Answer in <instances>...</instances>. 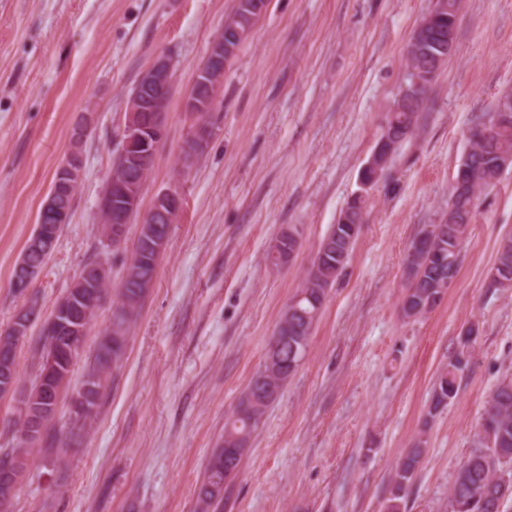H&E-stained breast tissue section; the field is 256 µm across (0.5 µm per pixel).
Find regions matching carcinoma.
Segmentation results:
<instances>
[{
  "label": "carcinoma",
  "mask_w": 512,
  "mask_h": 512,
  "mask_svg": "<svg viewBox=\"0 0 512 512\" xmlns=\"http://www.w3.org/2000/svg\"><path fill=\"white\" fill-rule=\"evenodd\" d=\"M459 0H435L430 13L435 15L427 46L423 50L411 52L406 70V85L418 79L430 86L434 78L428 77L429 64L442 54V47L448 46V34H457ZM395 108L386 115L382 135L386 136V150L379 157V163L387 165L403 143L407 142L418 127L420 113L411 105L397 98ZM486 133L471 145L467 158L461 161V168L456 175L471 183L462 189L454 188L448 198V212L439 216V221L453 217L455 223L448 225V237L441 238L434 234L435 224H425L419 234L434 235L436 253L407 254L405 263L409 264L419 276L418 282L407 281L405 293L416 305L423 296L439 294L436 286L446 278H456L460 263L462 243L466 238L470 224L475 217L480 196L474 187L487 184L497 179L498 160L503 153L512 152V120L500 125L495 123L494 115L488 116ZM359 235L352 231V225L336 223L331 225L325 238L330 240L324 252H316L307 276L303 279L293 299L304 312L316 310L314 302L319 295H327L341 274L351 249ZM59 236L49 235L36 247L25 246L26 260L34 269H42L49 256L55 250ZM128 269L136 271L142 277L152 271V253L135 249ZM491 281L501 287L512 286V234L501 238L496 261L490 270ZM104 295L112 298V326L99 339L91 361L85 368L84 376L98 380L97 386L102 395L108 374L120 359L128 340V332L133 318L137 314L146 291L135 279L120 281L119 287L100 289ZM288 324V330L276 337L273 354L266 355L262 367L252 377L238 399L230 415L224 422V440L222 447L212 453L206 471V477L197 491V512H219L223 497L210 490V487L224 483V467L239 468L241 458L235 450L239 443L249 441L257 430L270 402L265 395L279 393L288 382L304 358L312 332V327H304L301 316L285 308L281 312L277 325ZM62 338L55 332L40 330L38 340L37 369L27 401L38 406L45 398L46 382L43 360L49 355L58 359L56 385L65 387L77 361L64 355L61 351ZM474 348V340L459 342L458 348L448 365L440 372L431 393L429 414L438 415L455 398L458 391V377L468 368ZM496 399L488 403L482 421L494 426V450L500 459L493 461L481 448L480 433H475L473 448L457 470L452 484L448 488V512H484L482 509H463L461 504L481 494L489 485L499 479L498 471L504 467L512 468V379L500 381L494 389ZM34 447L16 438L12 446L0 455V472L28 468L32 463ZM424 441L415 439L412 446L399 456L392 478L390 496L386 500V512H400L401 503L405 501L409 488L422 460Z\"/></svg>",
  "instance_id": "obj_1"
}]
</instances>
